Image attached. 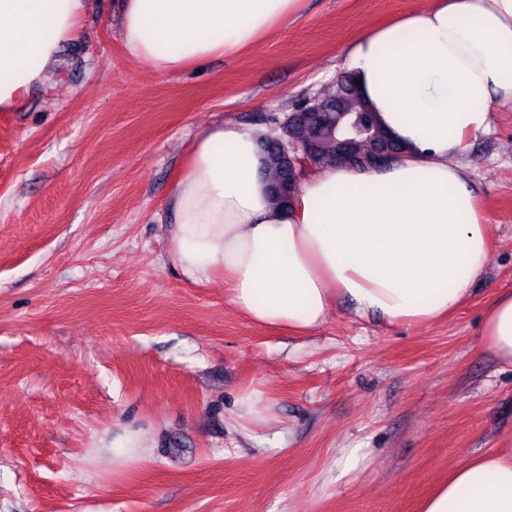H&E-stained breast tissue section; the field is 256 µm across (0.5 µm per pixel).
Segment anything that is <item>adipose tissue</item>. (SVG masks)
Here are the masks:
<instances>
[{"mask_svg": "<svg viewBox=\"0 0 512 512\" xmlns=\"http://www.w3.org/2000/svg\"><path fill=\"white\" fill-rule=\"evenodd\" d=\"M84 0H0V111L42 83ZM305 0H123L121 37L160 74L260 46ZM382 126L407 151L366 173H310L291 209L268 192L263 129L218 121L192 140L168 199L170 258L186 281L222 279L250 322L304 334L336 300L386 324H426L462 304L491 244L460 159L512 104V0H433L361 35L347 59ZM512 365V292L482 327ZM420 512H512V435L452 468Z\"/></svg>", "mask_w": 512, "mask_h": 512, "instance_id": "adipose-tissue-1", "label": "adipose tissue"}]
</instances>
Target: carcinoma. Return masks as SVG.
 I'll list each match as a JSON object with an SVG mask.
<instances>
[{
	"mask_svg": "<svg viewBox=\"0 0 512 512\" xmlns=\"http://www.w3.org/2000/svg\"><path fill=\"white\" fill-rule=\"evenodd\" d=\"M294 112L296 119L289 130L312 149L319 168L338 162L341 142L351 140L358 154L354 167L362 171L364 158L384 145L388 136L349 72L337 77L331 92L301 101ZM261 148L269 169L271 199L275 205L285 206L292 202L300 182L290 176L288 159L274 136H265Z\"/></svg>",
	"mask_w": 512,
	"mask_h": 512,
	"instance_id": "obj_1",
	"label": "carcinoma"
}]
</instances>
